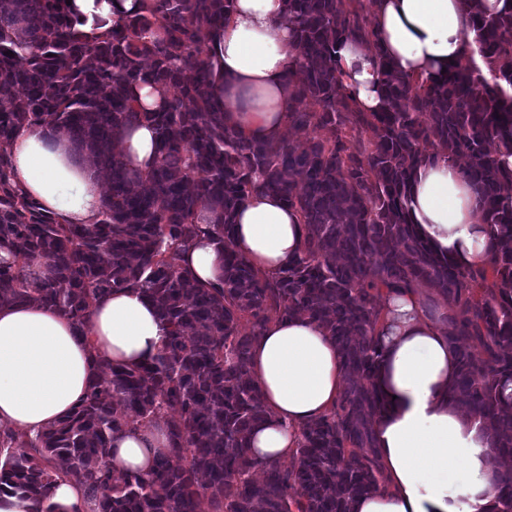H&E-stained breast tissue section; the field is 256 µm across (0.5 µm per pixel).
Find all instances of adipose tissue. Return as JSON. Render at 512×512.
Returning a JSON list of instances; mask_svg holds the SVG:
<instances>
[{"label":"adipose tissue","instance_id":"1","mask_svg":"<svg viewBox=\"0 0 512 512\" xmlns=\"http://www.w3.org/2000/svg\"><path fill=\"white\" fill-rule=\"evenodd\" d=\"M143 0H73L79 28L100 35L118 12ZM372 21L398 73L428 76L468 60L469 15L460 0H374ZM296 55L285 0H235L209 40L204 58L224 120L248 138H277L294 103L283 77ZM367 42L346 40L336 60L358 106L382 104L380 76ZM118 150L128 167L147 171L156 159L148 124L125 129ZM14 184L65 224L93 223L102 209L100 179L62 130L33 127L7 145ZM410 219L439 252L465 268L488 267L493 244L476 193L459 165L419 166L407 203ZM301 217L281 199L254 192L235 217V243L254 269L276 274L303 250ZM196 280L216 282L222 258L207 238L181 256ZM383 357L373 383L385 400L374 424L384 484L359 498L353 512H493L494 492L484 426L450 397L458 358L447 324L431 317L419 291L385 294L377 329ZM165 332L153 305L133 290L96 304L84 326L34 301L0 307V426L29 437L84 398L97 357L135 369L161 349ZM249 373L261 388L268 421L251 438L261 462L287 460L304 425L328 413L344 388L339 354L317 323L303 316L273 321L255 342ZM171 439L164 420L112 441L114 475L149 474Z\"/></svg>","mask_w":512,"mask_h":512}]
</instances>
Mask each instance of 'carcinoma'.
Here are the masks:
<instances>
[{
    "label": "carcinoma",
    "mask_w": 512,
    "mask_h": 512,
    "mask_svg": "<svg viewBox=\"0 0 512 512\" xmlns=\"http://www.w3.org/2000/svg\"><path fill=\"white\" fill-rule=\"evenodd\" d=\"M461 3L468 62L419 78L379 52L382 106L363 112L336 45L378 42L365 0H286L297 51L286 74L290 126L311 133L294 143L245 138L217 105L202 54L234 0H148L93 42L66 0H0V88L12 92L0 110V248L11 255L0 257V305L32 300L81 324L102 298L130 289L165 330L159 353L137 369L97 358L86 397L37 438L0 431V493L54 512V486L67 479L97 512H197L203 498L212 512H351L383 484L373 423L384 399L371 384L383 292L430 288L428 310L440 300L453 313L450 397L486 428L494 512H512V469L498 466L512 459V11ZM142 85L171 98L143 110ZM141 122L156 134L146 172L115 150L121 131ZM29 127L66 131L108 172L94 223L59 222L8 179L4 146ZM439 157L466 159L495 241L488 270L437 254L408 222L412 173ZM257 189L278 195L305 227L303 252L271 276L235 245V213ZM200 235L224 261L209 287L178 263ZM40 260L49 270L41 279L32 270ZM298 315L335 342L345 387L330 413L302 428L291 463H263L249 439L268 412L248 362L271 321ZM159 417L171 453L146 477L115 478L106 464L113 437Z\"/></svg>",
    "instance_id": "cac0c4a2"
}]
</instances>
